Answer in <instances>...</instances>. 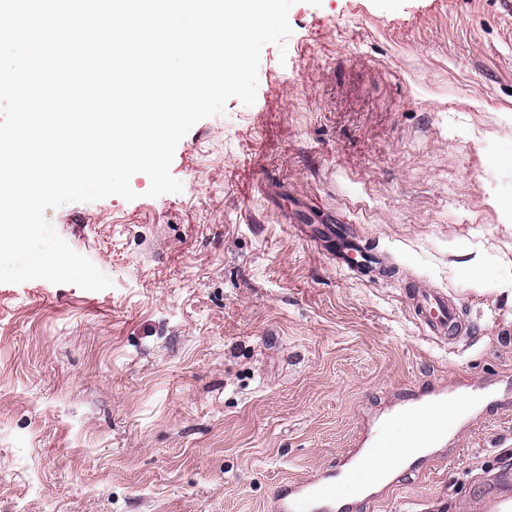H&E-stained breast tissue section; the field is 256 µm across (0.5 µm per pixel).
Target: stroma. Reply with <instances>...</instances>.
Masks as SVG:
<instances>
[{"label":"stroma","instance_id":"1","mask_svg":"<svg viewBox=\"0 0 512 512\" xmlns=\"http://www.w3.org/2000/svg\"><path fill=\"white\" fill-rule=\"evenodd\" d=\"M183 189L46 210L112 285L0 283V512H271L397 402L493 393L349 512H479L512 469V0H298ZM345 224L394 278L338 268ZM411 288L467 334H424Z\"/></svg>","mask_w":512,"mask_h":512}]
</instances>
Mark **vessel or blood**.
<instances>
[{
	"label": "vessel or blood",
	"instance_id": "obj_1",
	"mask_svg": "<svg viewBox=\"0 0 512 512\" xmlns=\"http://www.w3.org/2000/svg\"><path fill=\"white\" fill-rule=\"evenodd\" d=\"M324 241L332 243L337 266L366 269L373 258L355 237L337 239L335 225L322 229ZM412 312L417 320L436 337L456 335L463 330L458 308L448 300L445 292L420 289L414 291ZM454 400L447 392L439 391L425 398L413 399L408 412L414 428L402 429L399 409H391L380 419L375 429L366 436L356 451L357 456L380 457L390 448H411L420 444L438 448L453 438L457 429L448 423V410ZM351 484V497L362 503L370 497L371 479L358 465L345 461L342 474L329 471L310 479L280 488L273 497V512H335V503L341 481ZM512 485V473L501 472L493 488L483 496L484 512H512V495L506 491Z\"/></svg>",
	"mask_w": 512,
	"mask_h": 512
}]
</instances>
